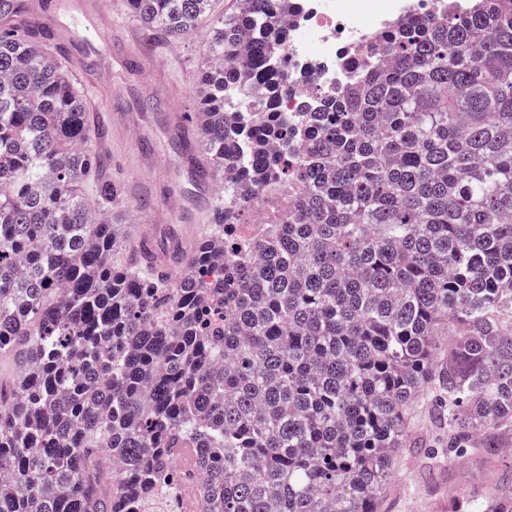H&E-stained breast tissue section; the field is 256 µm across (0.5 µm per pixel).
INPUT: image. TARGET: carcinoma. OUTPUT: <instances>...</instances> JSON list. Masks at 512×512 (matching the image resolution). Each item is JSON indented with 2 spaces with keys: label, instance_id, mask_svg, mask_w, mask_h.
<instances>
[{
  "label": "carcinoma",
  "instance_id": "1",
  "mask_svg": "<svg viewBox=\"0 0 512 512\" xmlns=\"http://www.w3.org/2000/svg\"><path fill=\"white\" fill-rule=\"evenodd\" d=\"M128 0L196 87L204 232L130 245L111 155L53 38L0 0V512H143L192 450L200 512H379L438 388L448 463L512 449V0H436L285 112L299 0ZM255 234L229 235L262 194ZM453 337L440 363V337ZM448 512H512V466Z\"/></svg>",
  "mask_w": 512,
  "mask_h": 512
}]
</instances>
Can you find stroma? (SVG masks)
<instances>
[{"label": "stroma", "instance_id": "1", "mask_svg": "<svg viewBox=\"0 0 512 512\" xmlns=\"http://www.w3.org/2000/svg\"><path fill=\"white\" fill-rule=\"evenodd\" d=\"M211 35L210 24L203 23L183 39L162 37L138 24L124 0H112V23L103 29L112 47L96 59L98 67L110 70L111 85L84 78L80 56L68 59L88 105L102 110L112 180L128 190L112 204L121 238L135 240L144 234L158 240L173 228L182 246L197 240L198 223L176 217L167 200L177 196L186 202L195 194L191 170L202 156L194 128L195 91ZM182 139L189 148L176 151L173 144ZM409 435L430 441L439 456L428 468L416 449H401L382 489V512H448L450 495H481L498 466L512 464L510 455L495 467L475 457L449 464L448 432L436 423L430 396L412 406Z\"/></svg>", "mask_w": 512, "mask_h": 512}]
</instances>
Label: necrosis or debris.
I'll return each mask as SVG.
<instances>
[{
	"label": "necrosis or debris",
	"instance_id": "obj_1",
	"mask_svg": "<svg viewBox=\"0 0 512 512\" xmlns=\"http://www.w3.org/2000/svg\"><path fill=\"white\" fill-rule=\"evenodd\" d=\"M431 9L432 0H300L288 25L284 61L289 73L310 70L314 78L296 88L295 96H310L319 86L345 81L348 71L342 60L351 47L397 17L423 16Z\"/></svg>",
	"mask_w": 512,
	"mask_h": 512
}]
</instances>
